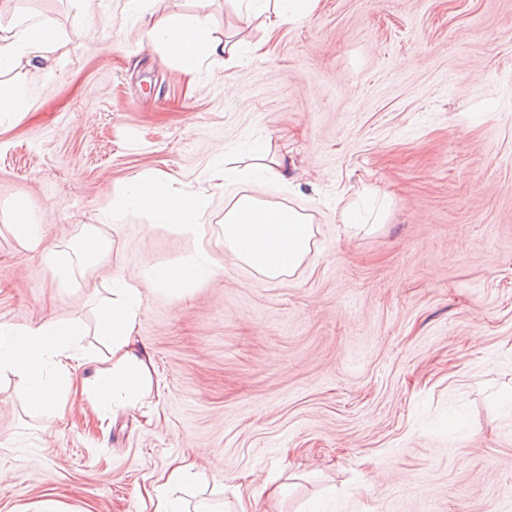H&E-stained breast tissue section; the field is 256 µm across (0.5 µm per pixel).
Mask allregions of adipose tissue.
<instances>
[{"label":"adipose tissue","mask_w":512,"mask_h":512,"mask_svg":"<svg viewBox=\"0 0 512 512\" xmlns=\"http://www.w3.org/2000/svg\"><path fill=\"white\" fill-rule=\"evenodd\" d=\"M317 0H246L247 15H266L269 30L306 18ZM146 37L162 46L186 71L197 68L201 56L223 59L233 67L235 53L212 33L203 14L173 16L163 22L144 24ZM63 46L59 33L35 21L0 25V123L27 109L29 98L23 83L13 77L24 67L51 64ZM129 205L162 222L195 232L209 205V197L171 192L164 176L136 177L127 188ZM313 226L307 217L292 209L275 206L249 195L239 196L224 215V244L236 260L265 276L277 279L292 274L310 251ZM208 257H188L153 268L143 283L116 275L111 299L100 302L96 334L110 356L96 365L83 384L94 390L100 401L114 407L137 405L152 387L151 361L134 345L140 321L144 286H157L180 296L189 286L208 280L216 272ZM84 328L78 322L49 321L20 329L0 324V373L10 372L25 384V402L33 412L60 406L72 390L78 368L87 354L77 341ZM187 468L172 469L164 482L148 495L151 512H219L209 498L193 504L177 496V488L188 476Z\"/></svg>","instance_id":"obj_1"}]
</instances>
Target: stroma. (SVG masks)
<instances>
[{
  "mask_svg": "<svg viewBox=\"0 0 512 512\" xmlns=\"http://www.w3.org/2000/svg\"><path fill=\"white\" fill-rule=\"evenodd\" d=\"M61 35L20 72L31 106L0 127V323L93 331L114 273L204 254L215 276L146 290L135 336L160 391L134 409L28 410L0 375V512H141L178 460L187 495L235 512H512V0H319L267 33L242 0H147L153 20L207 14L232 68L191 74L148 42L127 0H14ZM281 159L290 186L250 176ZM242 171L218 185L215 167ZM210 196L196 233L123 204L131 179ZM385 224L350 228L362 189ZM309 216L313 246L271 280L229 254L240 194ZM59 252L112 254L60 278L10 232L17 200ZM288 494L272 500L273 481ZM109 241L100 235H91L83 239L77 258L85 268L96 265L109 251Z\"/></svg>",
  "mask_w": 512,
  "mask_h": 512,
  "instance_id": "obj_1",
  "label": "stroma"
}]
</instances>
